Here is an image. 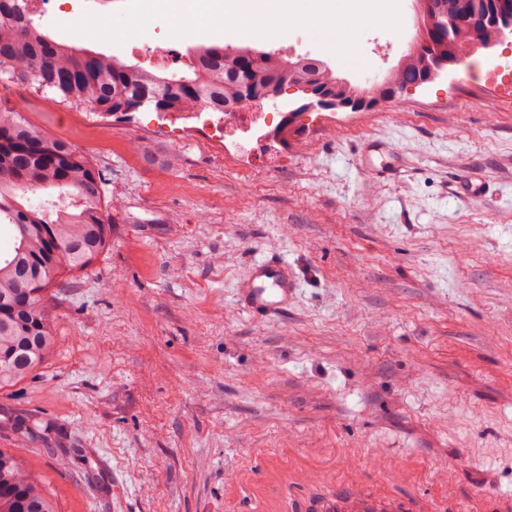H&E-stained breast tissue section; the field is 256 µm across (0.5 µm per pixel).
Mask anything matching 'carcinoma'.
<instances>
[{"label": "carcinoma", "mask_w": 512, "mask_h": 512, "mask_svg": "<svg viewBox=\"0 0 512 512\" xmlns=\"http://www.w3.org/2000/svg\"><path fill=\"white\" fill-rule=\"evenodd\" d=\"M26 0H0V75L11 82L52 91L48 103H71L106 116L130 117L143 109L182 112L201 103L229 112L249 97L273 98L289 86H316L343 99L361 91L333 83L321 60H284L258 47L225 50L195 47L188 74L148 73L100 51L58 42L27 17ZM484 13L483 44H497L512 13L498 0H436L423 33L437 39L441 58L463 50L470 32L455 24L467 7ZM426 68L413 52L410 62L386 82ZM102 170L68 141L45 134L17 107L0 106V224L10 226L11 249L0 254V388L32 374L54 343V309L48 290L65 273L86 275L112 246ZM51 191L33 206L31 195ZM0 512H57L53 497L22 461L0 448Z\"/></svg>", "instance_id": "obj_1"}]
</instances>
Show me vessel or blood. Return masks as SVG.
<instances>
[{
  "label": "vessel or blood",
  "mask_w": 512,
  "mask_h": 512,
  "mask_svg": "<svg viewBox=\"0 0 512 512\" xmlns=\"http://www.w3.org/2000/svg\"><path fill=\"white\" fill-rule=\"evenodd\" d=\"M297 290V277L281 257L256 262L247 282L237 291L238 305L255 319L262 320L284 311ZM272 474L284 491L272 505H264L255 495H246L250 512H410V501L399 497H381L371 492H323L292 497L290 485L299 483L296 472L272 467ZM467 512H512V495L489 496L474 492Z\"/></svg>",
  "instance_id": "b4317fda"
}]
</instances>
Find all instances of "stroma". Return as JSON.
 I'll list each match as a JSON object with an SVG mask.
<instances>
[{"mask_svg": "<svg viewBox=\"0 0 512 512\" xmlns=\"http://www.w3.org/2000/svg\"><path fill=\"white\" fill-rule=\"evenodd\" d=\"M126 0H58L63 24ZM366 30L365 72L301 29L261 47L324 59L362 88L385 78L415 33ZM166 23L117 46L127 63ZM478 51L374 112L314 111L270 167L237 156L206 119L175 131L154 111L124 122L0 79V104L69 141L108 179L112 246L92 273L49 290L56 343L31 376L0 390V448L49 488L58 512H244L228 475L259 480V449L289 469L437 512L448 489L512 493V93L488 86ZM383 141L391 180L362 164ZM178 148L171 169L166 154ZM461 175L485 195L453 193ZM284 257L299 290L288 312L253 320L236 290L254 260ZM401 459L394 473L373 453Z\"/></svg>", "mask_w": 512, "mask_h": 512, "instance_id": "stroma-1", "label": "stroma"}]
</instances>
